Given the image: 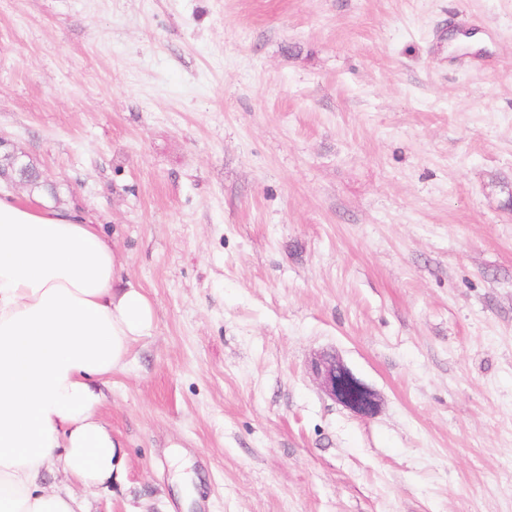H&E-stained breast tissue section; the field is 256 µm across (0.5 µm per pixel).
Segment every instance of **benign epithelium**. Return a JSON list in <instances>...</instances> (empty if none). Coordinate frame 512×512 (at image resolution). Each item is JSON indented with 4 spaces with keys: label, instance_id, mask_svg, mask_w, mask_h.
Listing matches in <instances>:
<instances>
[{
    "label": "benign epithelium",
    "instance_id": "obj_1",
    "mask_svg": "<svg viewBox=\"0 0 512 512\" xmlns=\"http://www.w3.org/2000/svg\"><path fill=\"white\" fill-rule=\"evenodd\" d=\"M8 164H0V180L4 179L11 183L29 185L33 178H39L38 170L27 161V155L19 152L16 148L8 151ZM312 370L321 389L353 413L368 417L374 415L379 408V397L377 392L364 381L354 375L352 370L337 356L326 354L314 361ZM349 378L357 388L358 395L355 398L348 396L341 385V379Z\"/></svg>",
    "mask_w": 512,
    "mask_h": 512
}]
</instances>
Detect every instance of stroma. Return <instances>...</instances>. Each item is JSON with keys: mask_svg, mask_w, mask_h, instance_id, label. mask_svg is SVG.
Here are the masks:
<instances>
[{"mask_svg": "<svg viewBox=\"0 0 512 512\" xmlns=\"http://www.w3.org/2000/svg\"><path fill=\"white\" fill-rule=\"evenodd\" d=\"M0 135L153 308L90 512H512V0H0ZM312 370L321 389L353 413L368 417L374 415L379 408L377 392L364 381L354 375L352 370L336 355L326 354L314 361ZM341 378H349L357 388L355 398L348 396L341 385Z\"/></svg>", "mask_w": 512, "mask_h": 512, "instance_id": "35a3bbf8", "label": "stroma"}]
</instances>
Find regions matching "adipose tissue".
I'll return each instance as SVG.
<instances>
[{
    "instance_id": "adipose-tissue-1",
    "label": "adipose tissue",
    "mask_w": 512,
    "mask_h": 512,
    "mask_svg": "<svg viewBox=\"0 0 512 512\" xmlns=\"http://www.w3.org/2000/svg\"><path fill=\"white\" fill-rule=\"evenodd\" d=\"M123 270L83 208L0 191V512H88L83 490L122 480L101 386L153 326Z\"/></svg>"
}]
</instances>
